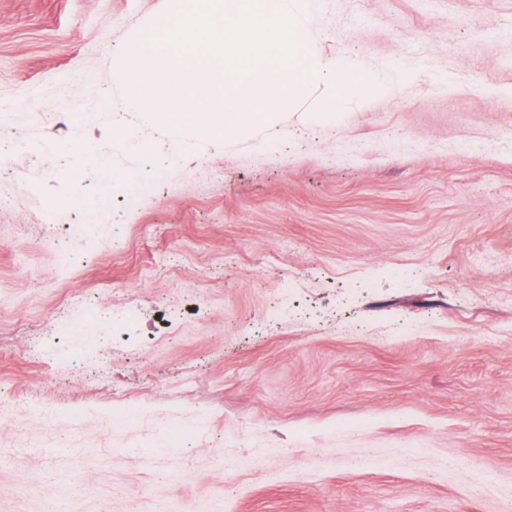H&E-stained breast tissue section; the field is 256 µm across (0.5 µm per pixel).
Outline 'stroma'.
<instances>
[{"instance_id":"35a3bbf8","label":"stroma","mask_w":512,"mask_h":512,"mask_svg":"<svg viewBox=\"0 0 512 512\" xmlns=\"http://www.w3.org/2000/svg\"><path fill=\"white\" fill-rule=\"evenodd\" d=\"M177 6L0 0V512H512V0H320L371 91L134 151L120 51Z\"/></svg>"}]
</instances>
